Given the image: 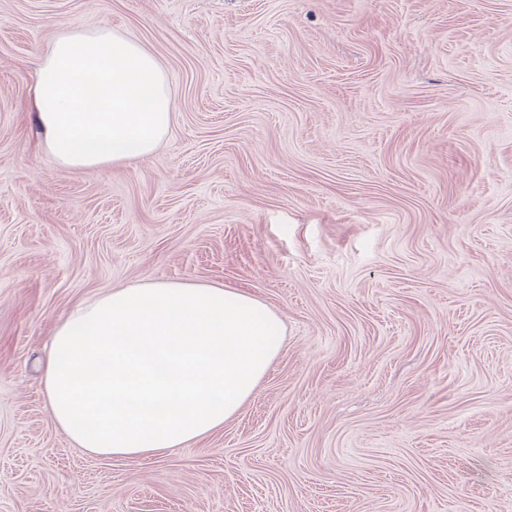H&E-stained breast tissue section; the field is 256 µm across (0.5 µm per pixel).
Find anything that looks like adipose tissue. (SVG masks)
<instances>
[{
    "instance_id": "obj_1",
    "label": "adipose tissue",
    "mask_w": 512,
    "mask_h": 512,
    "mask_svg": "<svg viewBox=\"0 0 512 512\" xmlns=\"http://www.w3.org/2000/svg\"><path fill=\"white\" fill-rule=\"evenodd\" d=\"M44 147L66 169L151 156L173 124L167 74L99 27L57 37L33 90ZM279 318L232 288L148 282L78 306L43 360L60 429L108 458L159 457L223 427L276 358Z\"/></svg>"
}]
</instances>
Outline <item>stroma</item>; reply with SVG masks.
<instances>
[{
  "instance_id": "obj_1",
  "label": "stroma",
  "mask_w": 512,
  "mask_h": 512,
  "mask_svg": "<svg viewBox=\"0 0 512 512\" xmlns=\"http://www.w3.org/2000/svg\"><path fill=\"white\" fill-rule=\"evenodd\" d=\"M102 24L175 121L65 171L39 63ZM147 281L243 291L281 347L222 429L105 459L40 360ZM0 512H512V0H0Z\"/></svg>"
}]
</instances>
